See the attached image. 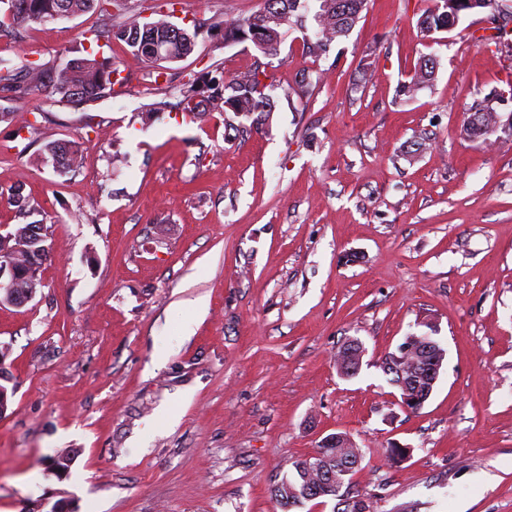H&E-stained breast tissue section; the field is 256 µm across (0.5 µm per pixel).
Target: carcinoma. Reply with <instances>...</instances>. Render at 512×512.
<instances>
[{
	"label": "carcinoma",
	"mask_w": 512,
	"mask_h": 512,
	"mask_svg": "<svg viewBox=\"0 0 512 512\" xmlns=\"http://www.w3.org/2000/svg\"><path fill=\"white\" fill-rule=\"evenodd\" d=\"M11 0H0V33H19V28L29 23L44 24L54 18L79 16L91 10H105L108 0H18L24 5L21 10L10 9ZM263 8L248 17H228L217 15L207 22L193 24L197 32L192 34L191 45L176 55L181 60L191 55L198 46L201 36L212 37L220 34L224 43H251L265 58H275L280 54V46L290 29L306 30L309 0H263ZM318 11L313 20L318 25L316 41H305L309 55L318 58L326 53L327 48L335 41L347 37L359 21V15L365 9L368 0H352L356 4V17L345 23L336 21V0H318ZM443 0H435V5L428 7L417 18L420 33L429 37L437 32L448 30L450 25H458L460 16L451 17L448 10L438 7ZM489 11L493 34L482 38L486 44L501 43V40L512 35V0H479L475 11ZM143 29L141 13L132 9L126 18L110 30L111 37L124 42L130 52L144 62L154 75V83H169L172 76L163 66V59L154 54L153 43L139 40L134 33ZM87 63L70 74L65 68L32 62L18 67H0V92L5 96L0 99L19 103L35 91H48L49 87H57L76 81L80 88L76 104L94 101L105 92L112 75H118L116 82L122 83L125 78L112 62L98 55L85 56ZM438 64L436 57L429 55L423 59L409 75V80L400 83L399 93L410 95L411 89L427 87L431 82V71L426 63ZM269 63L257 62L254 69L244 76L228 77L224 71H207L184 78L173 89L177 91L178 100L175 108L184 116L195 120L202 115L205 108L213 112H231L236 118H245L258 123L275 111L273 97L266 93L271 79L268 71ZM39 69L40 78L23 83L24 76L32 69ZM44 152L49 159L59 158L60 173L75 171L76 158L79 154L77 145L67 141L56 140L45 145ZM28 225L18 224L10 231V237L0 238V251L14 250L24 255L27 245ZM437 351L428 353L421 358L404 352V346L388 354L381 363L383 373L389 376V382L396 388L407 379L408 396L416 400H427L433 389L438 363ZM363 458L362 449L351 444L336 447L334 444H321L311 455L289 463L291 475L282 479L271 489V495L281 505L283 512L302 505L306 501L323 497L337 500L336 512H369L368 505L348 492L342 491L345 478L358 466Z\"/></svg>",
	"instance_id": "carcinoma-1"
}]
</instances>
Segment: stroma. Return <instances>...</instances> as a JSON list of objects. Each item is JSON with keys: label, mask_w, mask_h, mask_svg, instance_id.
Returning <instances> with one entry per match:
<instances>
[{"label": "stroma", "mask_w": 512, "mask_h": 512, "mask_svg": "<svg viewBox=\"0 0 512 512\" xmlns=\"http://www.w3.org/2000/svg\"><path fill=\"white\" fill-rule=\"evenodd\" d=\"M262 0H177L173 22L248 16ZM421 0H370L347 38L309 56L289 30L246 137L224 117L140 106L172 95L121 41L127 82L87 108L39 92L0 122V226L19 187L51 251L24 306L0 303L13 390L0 415V512H281L271 489L331 434L363 449L352 495L370 512H512V154L461 135L502 89L512 48L480 46L487 14L423 38ZM119 8L0 35V64H61ZM431 85L397 97L420 58ZM216 39L174 63L250 72ZM315 85L298 97L303 74ZM76 142L75 172L43 148ZM446 351L434 392L402 409L380 368L419 324ZM350 339L359 373L336 369ZM409 448L392 462L389 449ZM75 456L65 476L51 458Z\"/></svg>", "instance_id": "35a3bbf8"}]
</instances>
